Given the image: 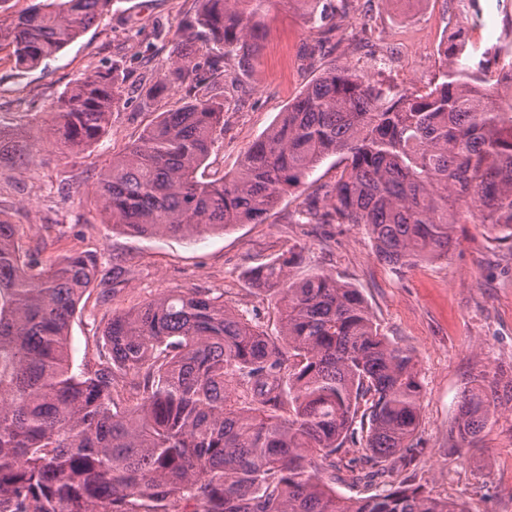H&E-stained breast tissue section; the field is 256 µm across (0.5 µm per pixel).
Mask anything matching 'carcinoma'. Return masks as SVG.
I'll return each mask as SVG.
<instances>
[{
  "label": "carcinoma",
  "mask_w": 512,
  "mask_h": 512,
  "mask_svg": "<svg viewBox=\"0 0 512 512\" xmlns=\"http://www.w3.org/2000/svg\"><path fill=\"white\" fill-rule=\"evenodd\" d=\"M164 78L217 86L224 57L249 60L265 0H198ZM112 8L38 0L0 23V49L33 68ZM459 31L424 90L391 92L348 67L310 82L243 153L237 172H198L224 133V103L159 115L101 167L105 223L194 236L260 224L324 158L343 169L308 196V224H354L376 255L409 265L448 255L458 224H488L512 249V56L467 50ZM125 104L124 78L97 69L61 96L49 135L80 154ZM292 250L251 272L279 313L268 333L224 295L175 288L113 314L95 366L74 364L70 322L98 273L71 249L47 263L0 218V512H467L415 484L422 386L413 352L383 336L360 291ZM481 376L458 405L477 441L499 399ZM354 452L347 464L341 453ZM379 484L345 497L336 484Z\"/></svg>",
  "instance_id": "1"
}]
</instances>
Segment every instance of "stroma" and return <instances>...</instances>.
<instances>
[{"label":"stroma","mask_w":512,"mask_h":512,"mask_svg":"<svg viewBox=\"0 0 512 512\" xmlns=\"http://www.w3.org/2000/svg\"><path fill=\"white\" fill-rule=\"evenodd\" d=\"M332 2L336 12L321 24L284 0H265L258 54L245 63L224 59V136L200 169L204 178L235 173L244 150L331 65L355 69L395 92L423 90L444 68L442 43L459 29L475 41L490 27L500 42L512 43V0ZM195 9L196 0H115L82 37L38 67L17 66L0 52V129L18 136L15 158L0 160V215L43 260L74 247L99 254L97 279L70 323L75 362L92 356L113 313L172 288L223 294L239 313L276 331L277 310L248 273L302 249L292 279L324 271L358 288L381 332L414 352L424 448L416 484L462 501L468 512H512V395L502 394L476 446L456 431L458 402L478 375L512 381V250L496 242L492 228L457 225L460 244L446 257L399 267L380 261L356 225L298 223L307 197L300 188L263 223L221 233L136 236L103 224L94 193L101 166L159 113L190 99L180 88L155 98L144 89L167 71L173 36ZM112 65L125 76V105L98 144L64 154L48 134L55 103L85 73ZM115 278L119 286L105 296Z\"/></svg>","instance_id":"obj_1"}]
</instances>
